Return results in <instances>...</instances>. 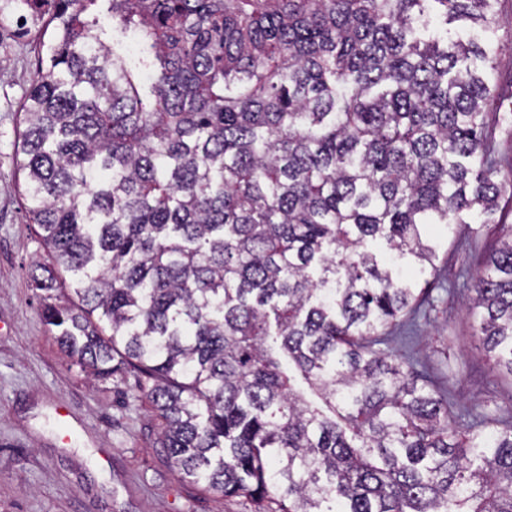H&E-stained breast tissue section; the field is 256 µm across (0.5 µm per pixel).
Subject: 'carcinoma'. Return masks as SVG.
<instances>
[{
	"label": "carcinoma",
	"instance_id": "carcinoma-1",
	"mask_svg": "<svg viewBox=\"0 0 512 512\" xmlns=\"http://www.w3.org/2000/svg\"><path fill=\"white\" fill-rule=\"evenodd\" d=\"M48 2L15 171L72 362L149 382L167 458L255 512H512V417L415 369L429 281L399 272L512 187V80L416 27L492 32L499 0ZM473 292L512 379V231ZM501 125L497 130L500 149L512 155V98H504L499 103Z\"/></svg>",
	"mask_w": 512,
	"mask_h": 512
}]
</instances>
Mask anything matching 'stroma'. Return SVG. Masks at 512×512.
Returning a JSON list of instances; mask_svg holds the SVG:
<instances>
[{
  "label": "stroma",
  "instance_id": "1",
  "mask_svg": "<svg viewBox=\"0 0 512 512\" xmlns=\"http://www.w3.org/2000/svg\"><path fill=\"white\" fill-rule=\"evenodd\" d=\"M15 0H0V512H253L245 498L221 499L189 483L153 447L157 422L136 377L95 378L72 363L42 319L31 274L44 250L27 224L15 177L19 109L34 79L48 20L17 37ZM492 42L497 83L512 80V0H501ZM512 225L504 207L472 233L430 228L440 256L463 248L473 264L443 268L434 311L419 319L413 353L437 387L470 411L512 413V380L477 349L471 284Z\"/></svg>",
  "mask_w": 512,
  "mask_h": 512
}]
</instances>
